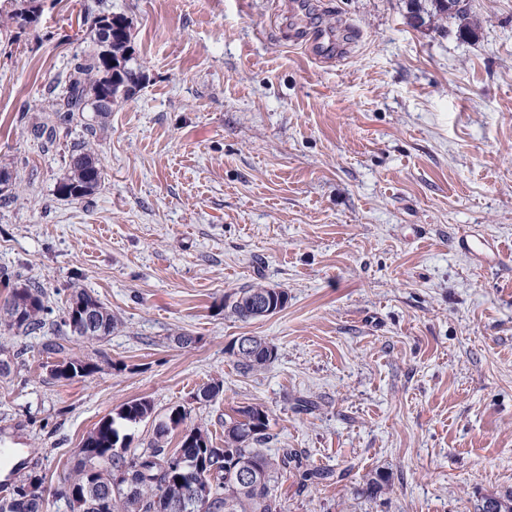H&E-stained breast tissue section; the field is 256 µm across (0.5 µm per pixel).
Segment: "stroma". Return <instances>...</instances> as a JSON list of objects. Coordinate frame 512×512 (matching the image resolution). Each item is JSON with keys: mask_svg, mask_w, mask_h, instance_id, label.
I'll list each match as a JSON object with an SVG mask.
<instances>
[{"mask_svg": "<svg viewBox=\"0 0 512 512\" xmlns=\"http://www.w3.org/2000/svg\"><path fill=\"white\" fill-rule=\"evenodd\" d=\"M81 3L41 0L35 28L0 36V168L16 180L0 269L58 308L86 289L122 325L66 340L98 365L72 382L49 373L53 331L0 334V442L54 489L130 400L153 406L134 449L178 405L223 447L225 419L259 405L269 452L333 474L282 476L286 512H482L512 490V0H469L470 39L415 23L406 0H107L144 78L98 131L84 203L57 184L88 132L49 148L31 133L92 46ZM298 18L323 33L317 53L279 38ZM256 284L287 305L238 319ZM239 336L276 361L241 370ZM213 381L222 393L195 402ZM378 474L388 488L361 498Z\"/></svg>", "mask_w": 512, "mask_h": 512, "instance_id": "obj_1", "label": "stroma"}]
</instances>
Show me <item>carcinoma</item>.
Masks as SVG:
<instances>
[{"instance_id":"cac0c4a2","label":"carcinoma","mask_w":512,"mask_h":512,"mask_svg":"<svg viewBox=\"0 0 512 512\" xmlns=\"http://www.w3.org/2000/svg\"><path fill=\"white\" fill-rule=\"evenodd\" d=\"M413 18L425 22L429 18L459 20L458 32L469 35L474 25L468 23V0H407ZM41 12L39 0H10L4 27L25 29L36 26ZM82 25L93 33L94 47L75 59L64 77L49 86L51 115L35 126L34 136L53 144L61 131L84 112H92L105 120L119 91L138 87L143 79L139 68L131 65L130 24L121 15L104 11L101 4L82 3ZM102 168L90 143L72 151L66 175L57 185L58 194L75 201L83 200L98 188ZM0 282L9 289L0 305V325L16 335L29 336L50 324L65 336L101 341L112 335L120 324L112 310L84 289L72 291L58 316L48 305L47 292L40 285L18 275L0 271ZM256 291L268 295L274 312L288 302V293L277 288L256 286L238 293L231 311L242 320L256 318L247 297ZM85 308L95 321L94 335L83 331L77 314ZM255 350L241 356L234 348L227 349L237 366L245 371L265 368L274 363V345L256 338ZM61 355L51 369L57 380L73 381L94 375L96 363L65 355V347L49 345ZM153 407L149 400L139 398L127 402L116 415H108L82 438L77 448L78 461L72 473L63 480L59 495L70 512H284L275 487L290 469L301 472L302 482L320 483L333 474L320 469L303 468L300 454L283 448L270 455L259 447L266 438L269 414L260 406L235 410L236 416L224 421V447L213 445L209 430L191 421V411L178 405L154 428L148 446L130 450L129 431L149 418ZM180 431L179 446L168 448L172 433ZM248 465L257 479L243 483L239 467ZM46 474L33 466L14 485L8 497L0 499V512H44Z\"/></svg>"}]
</instances>
